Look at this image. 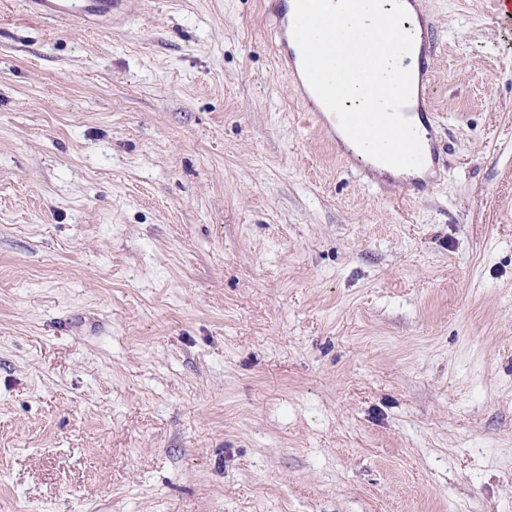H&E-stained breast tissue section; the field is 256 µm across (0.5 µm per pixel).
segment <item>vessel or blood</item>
<instances>
[{"label": "vessel or blood", "mask_w": 512, "mask_h": 512, "mask_svg": "<svg viewBox=\"0 0 512 512\" xmlns=\"http://www.w3.org/2000/svg\"><path fill=\"white\" fill-rule=\"evenodd\" d=\"M128 0H84L83 4H72L71 0H28V5L38 17L47 19H72L90 22L100 17L122 12ZM296 8L278 4L272 11L271 31L277 56L282 65L289 68L297 81V96L311 118L327 131L342 128L350 141L361 138L360 123L349 113L336 110V92L318 77L320 57L314 53L297 56L288 38L290 32H303L318 19L317 10L312 9L311 0H297ZM436 46L422 42L417 58V69L403 73L391 96L392 108L401 118L400 124L389 126L384 134L396 141L397 147L390 151L384 162L396 167L401 163L403 153L413 148L412 131L414 120L432 126L437 118L428 105L427 84L431 72V59Z\"/></svg>", "instance_id": "vessel-or-blood-1"}]
</instances>
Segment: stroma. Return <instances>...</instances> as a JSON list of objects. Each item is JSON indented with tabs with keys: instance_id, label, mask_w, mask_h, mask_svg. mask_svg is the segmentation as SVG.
I'll list each match as a JSON object with an SVG mask.
<instances>
[{
	"instance_id": "obj_1",
	"label": "stroma",
	"mask_w": 512,
	"mask_h": 512,
	"mask_svg": "<svg viewBox=\"0 0 512 512\" xmlns=\"http://www.w3.org/2000/svg\"><path fill=\"white\" fill-rule=\"evenodd\" d=\"M271 0H0V512H512V38L425 0L447 166L317 127ZM75 6L70 0H28V5L38 17L47 19H72L90 22L100 17L125 10L128 0H82Z\"/></svg>"
}]
</instances>
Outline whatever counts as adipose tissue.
<instances>
[{
  "mask_svg": "<svg viewBox=\"0 0 512 512\" xmlns=\"http://www.w3.org/2000/svg\"><path fill=\"white\" fill-rule=\"evenodd\" d=\"M324 10L332 13L330 27L316 26L306 39L307 47L321 51L326 36H333L345 48L339 58L323 57V82L336 88L337 107L357 114L366 147L389 150L390 140L381 135L392 121L390 91L399 71L413 67L415 59L401 55L385 38L382 21L395 15L414 16L409 0H325Z\"/></svg>",
  "mask_w": 512,
  "mask_h": 512,
  "instance_id": "adipose-tissue-1",
  "label": "adipose tissue"
}]
</instances>
